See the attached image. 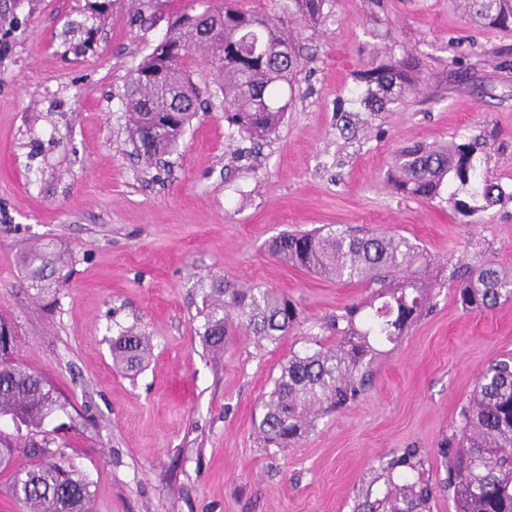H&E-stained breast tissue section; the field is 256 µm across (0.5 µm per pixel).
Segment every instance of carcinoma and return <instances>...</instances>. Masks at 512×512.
<instances>
[{
	"label": "carcinoma",
	"instance_id": "obj_1",
	"mask_svg": "<svg viewBox=\"0 0 512 512\" xmlns=\"http://www.w3.org/2000/svg\"><path fill=\"white\" fill-rule=\"evenodd\" d=\"M328 0H290L289 19L315 28L325 21ZM470 8L469 15L512 30V0H454ZM201 53L221 74L218 91L224 98V118L239 138L254 145L275 134L292 105L294 83L304 66L298 37L279 20L245 9L242 0H224L208 15L176 13L163 39L142 59L129 77L126 114L131 141L150 162L173 152L201 106L200 91L188 71V59ZM422 59L408 51L399 59L375 60L360 71L366 85L361 100L367 112H385L420 91ZM483 142L452 141L426 147L419 143L399 149L388 172L394 191L403 196L433 200L456 181L465 187L482 185L486 210L500 202L505 191L489 180L479 166ZM280 261L314 271L328 279L364 282L376 287L370 301L348 308L330 322L339 335L334 348L294 353L281 366L267 398L262 400L258 431L268 447L286 448L315 427V407L338 409L354 402L370 375L376 345L403 335L429 306L431 285L418 266L423 250L398 234L359 236L346 227L285 233L270 245ZM71 262L47 247H34L21 256L30 287L42 292L60 286L67 277H53ZM455 294L472 313L494 308L512 298V269L494 262L465 266L452 274ZM203 339L221 349L229 336L227 311L239 325L260 340L277 343L300 319L294 301L261 288H235L214 281L204 293ZM345 326H340V323ZM148 339L128 332L112 340L113 363L128 371L141 369ZM0 359V423L11 421L27 434L0 428V472H9L7 493L26 512H89V484L61 451H51L55 431L45 420L65 409L41 375ZM463 425L448 439L446 484L453 490L455 512H512V357L492 362L479 376L463 414ZM35 448L44 452L36 454ZM402 499L388 498L384 512H415L432 495L419 482L400 489Z\"/></svg>",
	"mask_w": 512,
	"mask_h": 512
}]
</instances>
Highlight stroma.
<instances>
[{
    "label": "stroma",
    "instance_id": "1",
    "mask_svg": "<svg viewBox=\"0 0 512 512\" xmlns=\"http://www.w3.org/2000/svg\"><path fill=\"white\" fill-rule=\"evenodd\" d=\"M0 0V316L18 360L67 404L68 455L90 512H359L417 480L424 512H455L442 445L462 423L480 372L512 355V299L481 314L457 300L453 267L512 268V200L471 217L447 197L393 192L387 173L410 142L482 138L481 167L512 191V34L464 18L450 0H331L300 32L308 60L283 124L261 148L233 136L204 58L191 76L207 103L160 165L132 153L128 77L184 7L222 0ZM423 56V90L390 112L359 110V70L375 57ZM457 57L449 66V57ZM356 115L341 138L337 111ZM393 231L430 260L435 304L384 344L360 397L321 416L281 450L256 427L261 399L311 337L335 345L329 318L372 288L291 267L269 242L288 231ZM71 255L66 287L39 296L20 256L33 242ZM288 295L301 318L277 343L239 327L220 351L203 343L202 290L212 276ZM152 356L128 373L112 361L129 327ZM416 468L387 472L403 449Z\"/></svg>",
    "mask_w": 512,
    "mask_h": 512
}]
</instances>
